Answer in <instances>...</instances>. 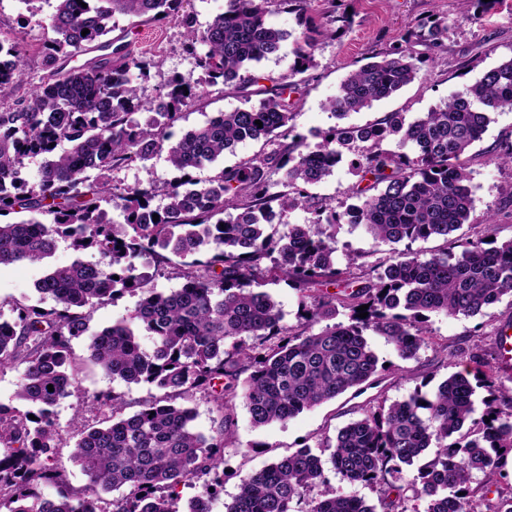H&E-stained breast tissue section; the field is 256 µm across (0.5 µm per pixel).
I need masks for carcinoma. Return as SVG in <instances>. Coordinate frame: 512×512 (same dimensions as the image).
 <instances>
[{"label":"carcinoma","mask_w":512,"mask_h":512,"mask_svg":"<svg viewBox=\"0 0 512 512\" xmlns=\"http://www.w3.org/2000/svg\"><path fill=\"white\" fill-rule=\"evenodd\" d=\"M310 2L226 0L224 11L199 29L184 10L189 0H54L47 24L54 37L43 46V64L52 74L18 99L25 72L17 60L24 49L0 42V215H20L0 224V266L39 263L60 237L92 254L38 280L36 291L53 306L20 304L14 319H0V368L21 371L16 398L26 406L0 405V446L7 448L0 455V509L96 512L101 494L123 488L106 512H210V488L218 484L229 435L225 422L237 404L255 427L283 423L379 372L368 332L383 337L400 358L412 359L432 344L430 315L484 316L512 295V240H478L459 253L429 257L394 251L375 280L359 285L336 268L328 233L352 214L377 242L389 245L446 237L467 223L474 199L461 157L481 139L493 113L512 110V57L412 122L389 112L372 124L334 125L311 145L295 132L289 96L299 83L293 78L316 67L318 38L336 36L335 24L348 26L352 16L318 22ZM273 5L296 13L298 35L267 22ZM120 16L184 28L185 49L196 56L200 77L174 75L163 92L144 100L137 80L161 68L160 59L134 60L117 49L69 65L95 46L109 47L101 38L116 29ZM84 29L89 33L83 36ZM447 31L443 20L418 25L405 44L374 54L376 60L346 75L325 109L342 120L415 82L423 59L414 46L439 47ZM289 38L295 60L270 96L176 134L183 110L201 101L205 87L257 84L253 65ZM148 111L156 115L153 122L134 118ZM391 136L398 138L396 151L381 148ZM260 139L278 148L204 182L193 176L238 144ZM62 142L71 148L58 154ZM164 148L178 172L172 180L137 188L112 184V170L144 163ZM347 153L354 155L352 168L373 182L351 190L348 198L358 203L340 211L312 204L308 188L332 176ZM36 156L44 157L39 179L21 180L25 160ZM276 170L284 171L288 191L272 196L269 178ZM156 199L162 204L153 205ZM103 202L120 211L123 223L108 218ZM297 208L312 218L286 225L278 237L266 233V226ZM145 255L159 266L172 255L180 258L182 286L170 292L151 286L153 276L139 265ZM267 278L299 292L298 318L305 326H325L292 332L278 302L262 290ZM327 285L336 291L323 290ZM124 293L139 300L128 317L90 335L89 359L129 384L206 395L219 428L210 436L197 431L195 412L184 405L149 402L126 415L121 395L97 393L93 404L110 409V416L80 432L69 451L86 486L79 492L62 488L49 498L41 484L61 481L62 442L52 407L70 394V343L87 334L97 304ZM362 305L368 306L365 318L359 317ZM340 306L350 310L345 322L336 321ZM142 332L151 347L140 343ZM479 378L492 389L480 418H473L471 380L453 374L432 391L364 410L337 432L335 443L324 444L332 449L325 461L305 446L246 474L225 512H377L379 506L383 512H512L511 490L497 491L492 501L470 487L475 471L493 482L512 452V389L494 386L480 371ZM327 463L340 480L377 490L379 506L331 486ZM200 481L203 491L179 510L176 488ZM321 485L323 491L310 495ZM407 501L426 507L408 508Z\"/></svg>","instance_id":"obj_1"}]
</instances>
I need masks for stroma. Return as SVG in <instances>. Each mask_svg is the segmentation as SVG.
I'll return each mask as SVG.
<instances>
[{"label":"stroma","mask_w":512,"mask_h":512,"mask_svg":"<svg viewBox=\"0 0 512 512\" xmlns=\"http://www.w3.org/2000/svg\"><path fill=\"white\" fill-rule=\"evenodd\" d=\"M351 11L353 23L333 39L321 40L315 51L317 66L311 78L302 84L298 97L297 132L315 138L318 131L335 125L336 120L323 108L335 96L348 72L368 62L378 52L403 43L417 24L445 20L448 34L442 47L432 53L422 77L397 94L376 102L372 107L350 114L349 123L365 125L380 120L386 113L401 112L415 119L423 112L443 104L448 96L464 91L483 71L512 56V0H502L496 9L481 19L470 21L459 12L456 0H311V13L322 17L327 11ZM52 11L43 0L37 17H30L22 0H0V41L22 40L27 48L22 66L28 85L48 77L43 66L41 47L46 33L41 25ZM112 39L133 57L159 55L165 60L161 72L150 73L141 81L143 97H154L172 74L194 73L191 56L182 49L183 29L172 21L147 22L136 27L115 30ZM257 87L241 92L232 88H208L202 108L186 109L179 131L204 124L219 112H228L259 101ZM512 144V111L494 113L480 141L474 143L464 159L471 173L474 210L467 224L450 238L432 237L414 243V250L431 255L443 251L448 240L460 242L480 238L504 242L512 239V169L497 163L496 156ZM174 171L166 153L146 163L113 170V183L134 187L151 181L171 180ZM336 265L349 269L353 277L366 281L369 269L387 257L390 247L375 242L363 227L341 223L333 231ZM77 257L69 241H58L46 263L20 262L0 267V317L12 316L15 302L39 304L36 281L52 266L70 264ZM512 321V297L504 296L476 317L431 315L433 333L430 347L417 358L401 359L382 337L370 336L369 342L385 368L365 384L350 389L335 400L304 411L283 423L253 426L244 407H237L230 424V437L224 447L223 484L211 502V512H225L239 492L243 476L295 452L299 445L317 447L325 438H335L339 429L361 417L365 408L382 400H404L423 383L439 384L457 370L473 369V354L493 350V332L501 322ZM455 360H448L447 351ZM71 356L77 365L71 394L53 409L57 432L62 441L74 443L83 427L98 425L103 415L94 410L90 397L98 392L122 393L127 412H135L144 402L163 398L164 390L148 384H128L112 379L88 358L87 341L71 342Z\"/></svg>","instance_id":"stroma-1"}]
</instances>
